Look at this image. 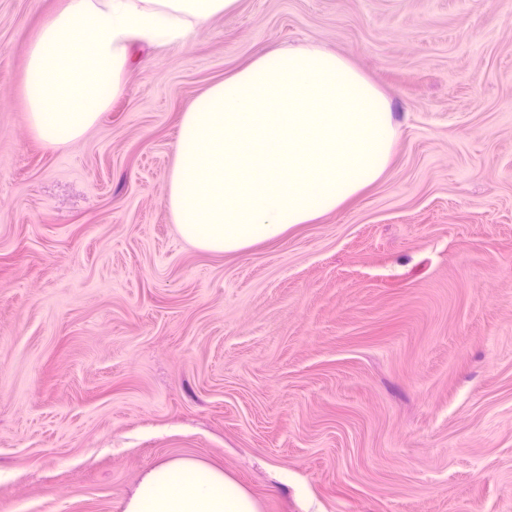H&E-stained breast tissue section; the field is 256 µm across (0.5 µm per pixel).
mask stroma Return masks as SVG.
<instances>
[{"label":"stroma","mask_w":512,"mask_h":512,"mask_svg":"<svg viewBox=\"0 0 512 512\" xmlns=\"http://www.w3.org/2000/svg\"><path fill=\"white\" fill-rule=\"evenodd\" d=\"M0 0V512H122L155 463L262 512H512V0H238L137 43L77 144L33 133ZM316 44L392 102L387 170L238 253L165 203L183 112L257 53Z\"/></svg>","instance_id":"35a3bbf8"}]
</instances>
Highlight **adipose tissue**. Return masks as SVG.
<instances>
[{
  "label": "adipose tissue",
  "mask_w": 512,
  "mask_h": 512,
  "mask_svg": "<svg viewBox=\"0 0 512 512\" xmlns=\"http://www.w3.org/2000/svg\"><path fill=\"white\" fill-rule=\"evenodd\" d=\"M238 0H66L32 37L24 95L30 125L44 143L80 141L125 92L130 45L188 39ZM123 512H261L249 489L192 456L160 462L143 475Z\"/></svg>",
  "instance_id": "1"
}]
</instances>
